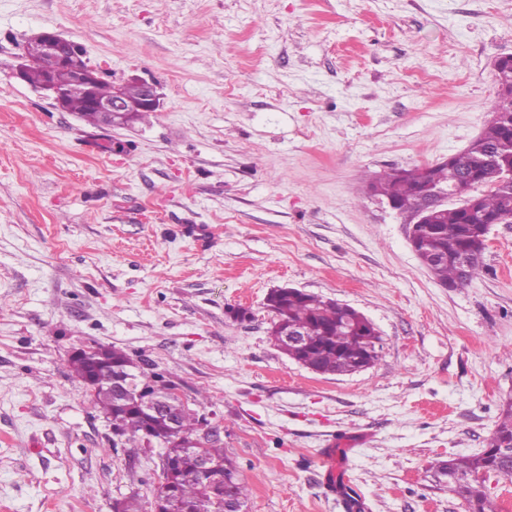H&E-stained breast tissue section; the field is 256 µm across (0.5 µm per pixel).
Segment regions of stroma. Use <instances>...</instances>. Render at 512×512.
Returning <instances> with one entry per match:
<instances>
[{"label":"stroma","instance_id":"stroma-1","mask_svg":"<svg viewBox=\"0 0 512 512\" xmlns=\"http://www.w3.org/2000/svg\"><path fill=\"white\" fill-rule=\"evenodd\" d=\"M42 31L159 109L61 110L14 75ZM505 54L512 0H0V512L155 497L157 455L114 442L71 372L93 345L199 398L246 512H468L434 473L512 399V224L446 288L367 182L477 138ZM284 286L362 312L378 360L289 359L265 306Z\"/></svg>","mask_w":512,"mask_h":512}]
</instances>
